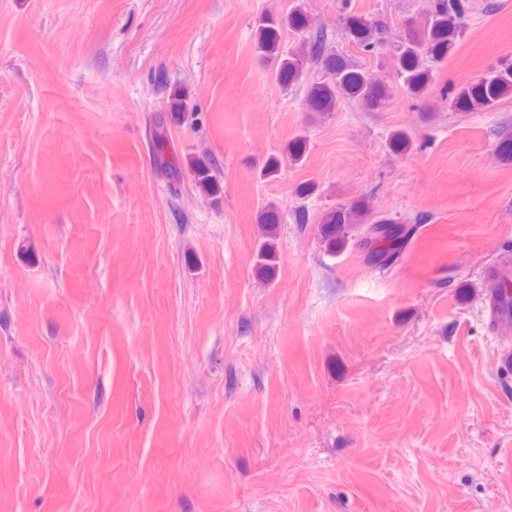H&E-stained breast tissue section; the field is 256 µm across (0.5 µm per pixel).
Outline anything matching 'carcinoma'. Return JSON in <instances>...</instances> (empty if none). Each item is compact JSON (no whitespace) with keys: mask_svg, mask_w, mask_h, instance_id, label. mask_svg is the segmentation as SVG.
Segmentation results:
<instances>
[{"mask_svg":"<svg viewBox=\"0 0 512 512\" xmlns=\"http://www.w3.org/2000/svg\"><path fill=\"white\" fill-rule=\"evenodd\" d=\"M349 0H341L340 20L346 37L364 53H373L383 41L385 25L378 19L351 13ZM470 9V0H424L421 18H408L404 34L395 46L398 75L406 91L414 96L423 94L433 81L429 63L448 59L462 34V21ZM300 34L307 28L304 6L298 2L283 14H264L255 22L254 49L263 59L274 63V78L283 88L298 80L308 65L323 71L320 80L306 86L304 100L312 112L329 113L342 102H356L366 111H374L387 99L382 78L373 70L363 68L329 47L328 36L319 30L302 39L300 45L285 50L282 30ZM443 95L452 96L449 107L458 111L492 110L505 97L512 95V62L505 61L490 67L474 80L447 87ZM185 92L174 87L169 94L168 119L176 124L185 109ZM390 147L407 152L412 146L410 135L397 130L389 138ZM156 169L171 176L180 171L177 161L165 156L161 143H156ZM190 172L201 191L219 200L220 181L213 168L202 161L189 163ZM280 215L270 207L262 216V241L256 253V266L266 272L273 270L279 256L275 240L278 235ZM416 226L395 224L389 219H371V211L363 203L342 206L329 212L323 220L321 234L327 245L348 239L359 232L372 241L389 242L369 253L368 260L377 266H387L397 261L404 245Z\"/></svg>","mask_w":512,"mask_h":512,"instance_id":"cac0c4a2","label":"carcinoma"}]
</instances>
